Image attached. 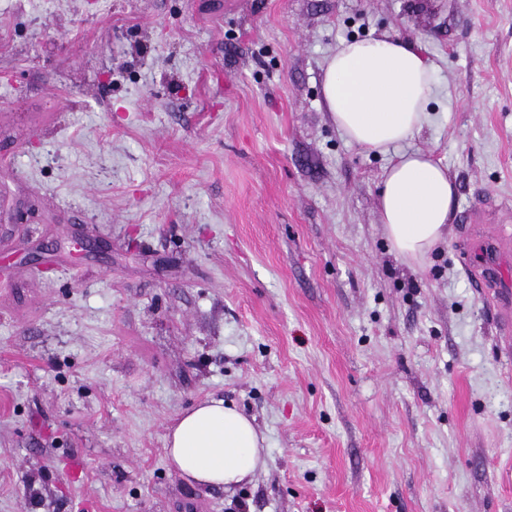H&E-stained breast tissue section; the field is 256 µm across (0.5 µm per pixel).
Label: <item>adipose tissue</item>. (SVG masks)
Returning a JSON list of instances; mask_svg holds the SVG:
<instances>
[{
  "instance_id": "ef3b65f1",
  "label": "adipose tissue",
  "mask_w": 512,
  "mask_h": 512,
  "mask_svg": "<svg viewBox=\"0 0 512 512\" xmlns=\"http://www.w3.org/2000/svg\"><path fill=\"white\" fill-rule=\"evenodd\" d=\"M433 74L420 51L385 34L341 42L322 84L326 108L349 143L396 156L383 173L377 205L394 254L413 269L446 240L456 198L446 165L404 147L428 122ZM166 456L189 483L229 491L266 467L267 441L255 417L211 399L170 426Z\"/></svg>"
}]
</instances>
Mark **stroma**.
<instances>
[{
	"instance_id": "35a3bbf8",
	"label": "stroma",
	"mask_w": 512,
	"mask_h": 512,
	"mask_svg": "<svg viewBox=\"0 0 512 512\" xmlns=\"http://www.w3.org/2000/svg\"><path fill=\"white\" fill-rule=\"evenodd\" d=\"M386 32L456 184L418 270L323 100ZM488 233L512 276V0H0V512H512ZM211 398L267 438L232 492L166 461Z\"/></svg>"
}]
</instances>
